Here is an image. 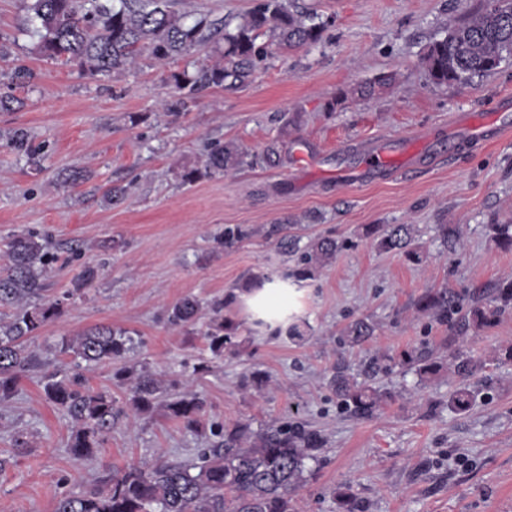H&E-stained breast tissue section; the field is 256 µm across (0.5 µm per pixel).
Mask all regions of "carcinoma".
I'll list each match as a JSON object with an SVG mask.
<instances>
[{
    "mask_svg": "<svg viewBox=\"0 0 512 512\" xmlns=\"http://www.w3.org/2000/svg\"><path fill=\"white\" fill-rule=\"evenodd\" d=\"M174 0H30L28 10L37 37L36 51L48 58L76 63L96 76L135 62L141 52L164 61L189 53L204 41L206 19L192 24L185 15L173 9ZM324 24L314 15L296 14L283 0H264L257 9L243 16L235 30L224 33L222 63L200 70L194 77L175 74L179 90L197 86H222L229 77L247 76L255 60L263 57L256 45V32L268 28L278 33L285 49L316 44ZM512 52V12L502 13L498 7L469 15L454 26L448 36L434 42L421 56L420 65L438 85L484 77L500 65L503 54ZM15 149L32 152L29 133L20 128L8 137ZM247 154L237 145H216L206 157L203 167L187 171L189 181L222 173L245 164ZM290 226L275 224L269 231L279 236V244L296 257L298 276L310 273L309 267L323 265L336 257L342 244L330 237H316L305 246L288 233ZM496 245L512 251V226H488ZM250 231L240 227L224 229L217 242L231 247L249 237ZM382 252H398L414 264L427 259L420 246L413 245V228L395 224L383 229L379 225L364 228ZM0 267V402L15 395L24 372L34 359L28 345L44 324L59 317L67 301L82 296L94 283L98 271L84 270L81 278L61 297L50 294L47 276L58 257L48 240L35 232L23 231L11 238L3 252ZM512 305V281L497 288L496 295L485 302L472 301L465 324L476 328L492 326ZM417 310L430 313L440 321L456 313V304L446 288H429L417 301ZM200 312L194 296L176 301L168 311L175 326H192ZM211 316L204 332L208 350L215 357L224 353L236 355L241 342L239 326L224 318V303L210 308ZM374 333V325L359 318L347 328L346 342L354 347L366 343ZM134 332L97 325L73 338L62 340L59 352L75 364H116L123 366L115 373L131 382L128 405L137 413L163 409L172 419L194 428L205 402L197 393L178 383L165 382L145 365L128 364L134 348ZM450 366L462 387L450 397L452 409H469L472 393L469 381L483 370L479 360H462L452 352ZM386 362L373 361L372 374L359 382L347 371H337L331 385L344 406L356 416H369L381 404V396L371 386L374 376L390 370ZM402 361L416 367L424 379L437 372L438 364L427 355L402 354ZM44 392L47 399L66 414L72 423L69 448L76 457H88L101 447L104 436L124 415V407L107 389L87 388L75 377L50 376ZM215 440L197 454V461L183 465L158 460L151 465H131L79 497H63L55 512H294L293 496L306 481L307 461L324 448L322 433L303 423L267 425L257 430L248 423L237 422L211 432Z\"/></svg>",
    "mask_w": 512,
    "mask_h": 512,
    "instance_id": "cac0c4a2",
    "label": "carcinoma"
}]
</instances>
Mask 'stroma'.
<instances>
[{
    "label": "stroma",
    "instance_id": "1",
    "mask_svg": "<svg viewBox=\"0 0 512 512\" xmlns=\"http://www.w3.org/2000/svg\"><path fill=\"white\" fill-rule=\"evenodd\" d=\"M259 2L176 0L189 20L209 22L204 46L167 64L144 52L93 77L37 54L27 0H0V96L13 98L0 110V251L23 231L48 237L60 250L49 280L57 296L85 267L99 270L84 297L30 337L35 360L15 398L0 403V512H55L60 498L86 494L129 465L191 461L211 426L238 421L255 429L302 421L322 431L326 445L307 464L295 512H339L333 491L343 484L364 512H512V363L490 360L512 346V312L475 332L416 308L426 289L445 287L463 313L472 295L512 280V252L488 231L512 225V131L475 141L448 130L463 115L493 118L498 99L512 95V56L489 76L446 86L431 84L419 65L449 27L493 0H292L325 22L319 43L287 51L265 30L256 43L266 56L249 76L177 90L174 74L213 64L225 29ZM19 64L34 77L16 86ZM368 83L374 95H356ZM17 128L29 132L36 156L7 146ZM382 139L401 171L366 177L363 150ZM230 141L249 164L184 182V169L202 165L212 144ZM273 141L276 166L264 159ZM73 170L84 181L60 188ZM111 186L125 189L123 203L104 201ZM273 224L344 247L298 281L292 258L264 236ZM368 224L413 225L426 262L378 251L363 236ZM436 224L459 225L455 250L434 240ZM234 225L252 236L217 246L215 235ZM251 277L293 288L289 322L303 340L287 327L268 336L229 302ZM186 295L224 300L225 316L243 327L238 356L212 357L201 335L208 312L188 328L168 322L170 305ZM359 318L376 330L351 347L343 332ZM97 325L136 331L132 360L205 399L198 429L159 412L131 413L93 457L70 453L71 423L41 381L69 366L62 338ZM453 349L487 362L465 413L449 405L460 381L445 370L425 383L400 365L379 375L374 385L390 398L368 418L346 411L329 384L339 368L364 377L377 355L444 359ZM202 360L209 371L193 373Z\"/></svg>",
    "mask_w": 512,
    "mask_h": 512
}]
</instances>
